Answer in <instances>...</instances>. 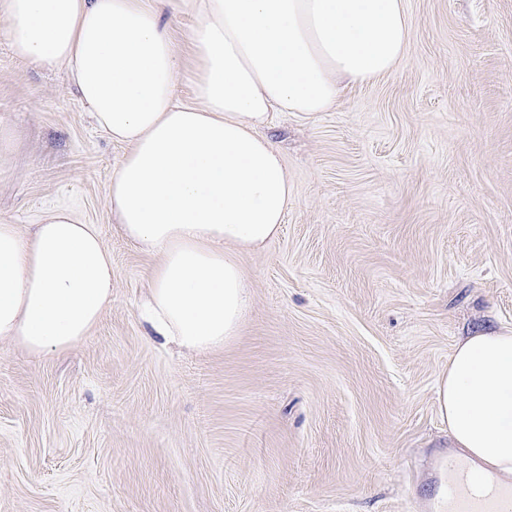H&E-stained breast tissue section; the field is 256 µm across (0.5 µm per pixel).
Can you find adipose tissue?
I'll return each instance as SVG.
<instances>
[{
    "instance_id": "1",
    "label": "adipose tissue",
    "mask_w": 512,
    "mask_h": 512,
    "mask_svg": "<svg viewBox=\"0 0 512 512\" xmlns=\"http://www.w3.org/2000/svg\"><path fill=\"white\" fill-rule=\"evenodd\" d=\"M195 18V102L148 0H0L13 55L66 65L96 127L126 151L107 205L152 259L154 337L189 351L237 336L249 294L238 253L281 229L291 188L261 129L271 112H325L345 88L391 73L413 28L404 0H170ZM112 303V256L96 225L48 211L33 235L0 223V342L67 352ZM437 406L468 484L512 475V329L457 342Z\"/></svg>"
}]
</instances>
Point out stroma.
<instances>
[{
	"instance_id": "obj_1",
	"label": "stroma",
	"mask_w": 512,
	"mask_h": 512,
	"mask_svg": "<svg viewBox=\"0 0 512 512\" xmlns=\"http://www.w3.org/2000/svg\"><path fill=\"white\" fill-rule=\"evenodd\" d=\"M388 75L278 112L292 197L238 253L251 302L224 349L149 337L151 259L106 204L126 151L66 67L0 32V220L97 225L112 303L73 351L0 343V512H427L450 452L438 376L460 337L512 328V0H406ZM191 17L171 19L193 99Z\"/></svg>"
}]
</instances>
